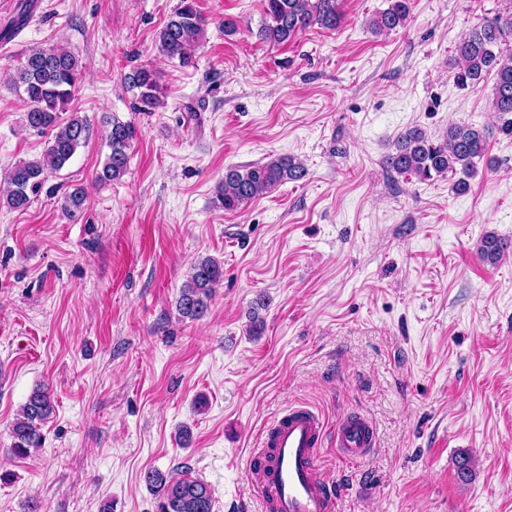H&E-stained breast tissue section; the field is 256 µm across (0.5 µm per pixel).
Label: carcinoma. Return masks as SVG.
<instances>
[{"label":"carcinoma","mask_w":512,"mask_h":512,"mask_svg":"<svg viewBox=\"0 0 512 512\" xmlns=\"http://www.w3.org/2000/svg\"><path fill=\"white\" fill-rule=\"evenodd\" d=\"M263 2L265 20L257 36L266 43H286L313 25L334 30L341 21L338 0ZM32 8L33 0H19L16 15L0 26V40L16 35L26 25ZM409 11L410 0H390L389 7L374 16L371 28L376 33L400 28L405 25ZM206 25L197 0H178L169 20L157 32L155 45L162 55L179 66L193 67ZM511 36L512 14L476 26L460 38L449 63L453 82L462 89L478 85L489 75L494 77L491 108L499 115L512 114V53L505 54L501 50V45ZM82 77V63L62 43L30 49L24 61L6 77L9 86L27 105L26 126L41 131L49 129L51 137L40 157L21 160L13 166L0 186V205L13 210L26 209L30 196L39 191L48 175L61 170L89 140L87 119L70 110ZM124 81L133 94L134 111L151 113L164 107L165 89L152 68L137 66L125 75ZM65 113L68 117L64 119ZM105 124L110 152L96 175L101 185L124 176L135 137L131 122L112 117L105 119ZM489 136V130L484 127L453 123L441 138L434 140L422 128L412 127L399 134L383 164L390 172L419 181L452 174L457 177L452 191L463 195L468 192L469 179L477 174L478 163L485 156ZM306 175L304 164L287 155L229 166L224 170L216 202L226 211H236L279 185L300 181ZM86 199L83 187L65 194L62 209L69 220L79 219ZM511 247L502 238L488 233L481 239L480 252L483 258L495 262ZM223 281L222 262L212 257L194 261L176 300L179 316L191 321L203 319ZM53 411L48 389L34 388L12 423L13 442L9 451L17 457H27L41 448L42 425ZM144 481L156 498L155 512H213L212 490L201 480L174 477L151 469L144 473Z\"/></svg>","instance_id":"obj_1"}]
</instances>
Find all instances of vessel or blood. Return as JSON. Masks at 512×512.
<instances>
[{
  "label": "vessel or blood",
  "instance_id": "vessel-or-blood-1",
  "mask_svg": "<svg viewBox=\"0 0 512 512\" xmlns=\"http://www.w3.org/2000/svg\"><path fill=\"white\" fill-rule=\"evenodd\" d=\"M328 434L347 461L362 459L376 445L372 425L361 416L341 419L331 434L322 417L302 405L289 406L270 421L256 442L259 464L246 473L266 512H337L334 483L317 463Z\"/></svg>",
  "mask_w": 512,
  "mask_h": 512
}]
</instances>
